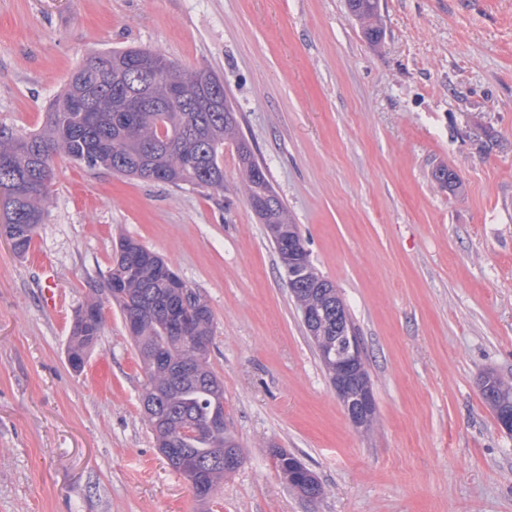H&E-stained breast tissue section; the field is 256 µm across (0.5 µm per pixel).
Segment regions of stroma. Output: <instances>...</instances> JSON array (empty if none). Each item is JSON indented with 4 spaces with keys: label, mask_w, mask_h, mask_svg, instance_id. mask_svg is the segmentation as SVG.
Returning a JSON list of instances; mask_svg holds the SVG:
<instances>
[{
    "label": "stroma",
    "mask_w": 512,
    "mask_h": 512,
    "mask_svg": "<svg viewBox=\"0 0 512 512\" xmlns=\"http://www.w3.org/2000/svg\"><path fill=\"white\" fill-rule=\"evenodd\" d=\"M380 14L372 45L345 0H0V123L20 132L95 50L157 49L223 80L348 309L376 401L372 429L353 428L234 188L233 147L211 196L58 156L28 254L0 236V512H512V435L480 392L487 372L512 382V0H380ZM123 236L214 315L209 365L244 461L207 500L156 447L113 302L83 369L67 362ZM274 448L324 495L289 488Z\"/></svg>",
    "instance_id": "1"
}]
</instances>
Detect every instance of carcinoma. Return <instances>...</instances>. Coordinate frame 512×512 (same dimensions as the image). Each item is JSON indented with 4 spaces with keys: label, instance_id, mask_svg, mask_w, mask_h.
<instances>
[{
    "label": "carcinoma",
    "instance_id": "obj_1",
    "mask_svg": "<svg viewBox=\"0 0 512 512\" xmlns=\"http://www.w3.org/2000/svg\"><path fill=\"white\" fill-rule=\"evenodd\" d=\"M346 8L369 41L382 38L379 0H346ZM134 65L150 68L157 75L151 94L144 99L146 112L120 111L123 91L116 78ZM181 82L190 85L188 102L171 95V87ZM219 83L214 73L184 69L158 51L127 48L89 53L63 90L49 101L39 131L23 134L0 124V189L8 193L0 234L11 241L17 255L22 257L30 250L46 214L53 159L58 154L91 170L219 193L228 189L224 145L231 144L239 165L235 189L265 225L297 308L314 314L313 321L303 322V327L331 376L336 372V348L348 330L354 329L353 322L336 286L312 264L298 225L244 137L229 98H224L223 110H218L214 86ZM432 177L450 189L458 182L457 175L445 166L433 170ZM170 271L147 246L132 238L121 239L105 287L93 289L89 302L75 314L68 354L78 358L99 340L103 322L86 312L100 308V296L106 295L129 324L137 354L159 351L167 356L166 364L150 370L142 393L151 403L143 413L157 448L184 449L196 466L188 469L168 456L170 468L190 484L203 482L216 491L234 470L210 466L207 461L238 444L227 428L217 425L224 415V389L210 383L214 373L208 368L188 373L197 361L189 337L212 342L214 317L200 293L184 281L173 280ZM177 288L189 291L190 299L179 302ZM172 305L179 306L189 325L185 337L170 326ZM480 391L495 414L512 410V383L488 374ZM277 472L306 498L317 500L324 494L321 483L309 487L299 482L286 464Z\"/></svg>",
    "mask_w": 512,
    "mask_h": 512
}]
</instances>
